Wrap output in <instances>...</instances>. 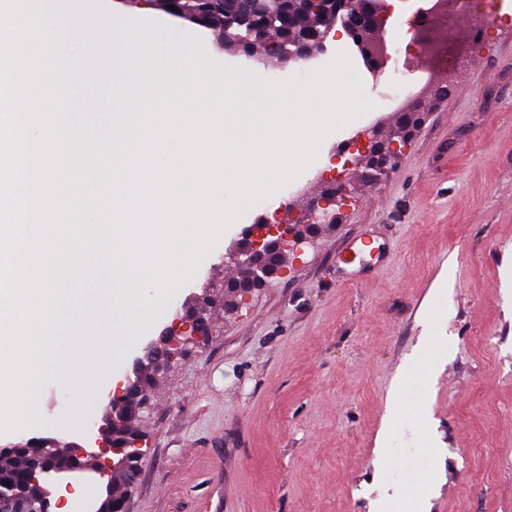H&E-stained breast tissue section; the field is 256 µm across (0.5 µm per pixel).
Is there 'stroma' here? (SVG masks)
Instances as JSON below:
<instances>
[{
  "label": "stroma",
  "mask_w": 512,
  "mask_h": 512,
  "mask_svg": "<svg viewBox=\"0 0 512 512\" xmlns=\"http://www.w3.org/2000/svg\"><path fill=\"white\" fill-rule=\"evenodd\" d=\"M457 40L452 73L368 85L373 111L343 132L393 130L395 87L413 90L423 118L397 166L375 181L353 171L354 199L316 225L288 274L217 309L209 341L158 380L136 423L145 455L128 512H202L219 492L224 512H512V23ZM347 49L339 36L259 74L303 78ZM70 88L75 128L111 124L101 74L74 65ZM318 182L330 179L302 171L228 226L172 312L233 276L224 258L258 217L285 206L305 221ZM369 236L387 261L359 254V273L343 280L349 244ZM442 286L449 353L433 366L416 354ZM170 324L160 318L127 347L121 382ZM74 403L44 383L45 426L0 444L54 438L96 451L104 410L60 424Z\"/></svg>",
  "instance_id": "1"
}]
</instances>
